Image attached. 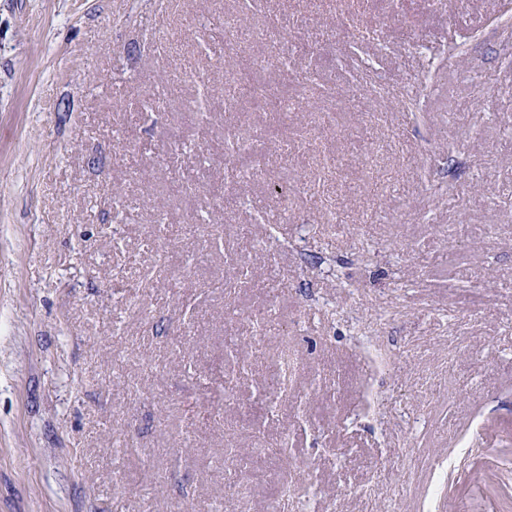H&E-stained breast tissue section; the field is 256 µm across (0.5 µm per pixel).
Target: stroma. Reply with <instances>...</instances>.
<instances>
[{"label": "stroma", "instance_id": "stroma-1", "mask_svg": "<svg viewBox=\"0 0 512 512\" xmlns=\"http://www.w3.org/2000/svg\"><path fill=\"white\" fill-rule=\"evenodd\" d=\"M267 14L286 66L245 53L300 102L225 116L222 23ZM507 27L512 0H0V512H498Z\"/></svg>", "mask_w": 512, "mask_h": 512}]
</instances>
